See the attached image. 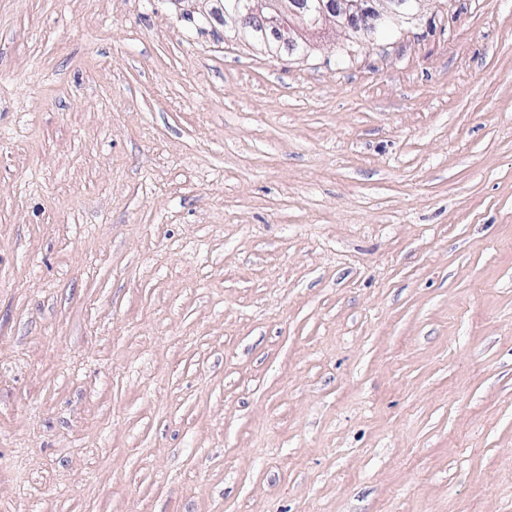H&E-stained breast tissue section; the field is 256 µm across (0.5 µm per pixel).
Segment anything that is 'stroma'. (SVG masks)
<instances>
[{
  "instance_id": "35a3bbf8",
  "label": "stroma",
  "mask_w": 512,
  "mask_h": 512,
  "mask_svg": "<svg viewBox=\"0 0 512 512\" xmlns=\"http://www.w3.org/2000/svg\"><path fill=\"white\" fill-rule=\"evenodd\" d=\"M223 4L0 0V512H512V0ZM260 13V5L255 0H243L238 5V17L232 21L231 25L237 27L253 19ZM285 21L280 14L273 10L264 9L257 17L255 25L250 28L249 39L253 43L267 44L271 51L276 48L287 47L291 54L304 55L308 52L307 38L302 32L310 33L323 27L321 23L309 24L291 30L292 43H281L280 36L283 31ZM265 46V45H264ZM266 47V46H265ZM336 0H331V2ZM372 8L366 13L355 14L350 12V7L353 5L352 2L336 1V13H341L344 16V23L348 25H361L370 26L372 28H355V32L358 34H352L355 37L359 36L364 39H373L377 31L373 28L378 29L379 26L386 22L391 15L395 12L394 7H397V3L389 0H377L370 1ZM342 7V8H339Z\"/></svg>"
}]
</instances>
